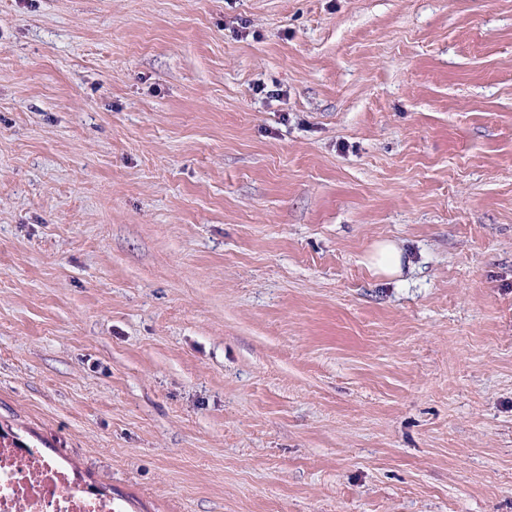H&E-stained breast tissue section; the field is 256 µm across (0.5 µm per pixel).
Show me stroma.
Wrapping results in <instances>:
<instances>
[{"label":"stroma","mask_w":512,"mask_h":512,"mask_svg":"<svg viewBox=\"0 0 512 512\" xmlns=\"http://www.w3.org/2000/svg\"><path fill=\"white\" fill-rule=\"evenodd\" d=\"M0 427L132 512H512V0H0ZM403 262V252L390 241L377 243L370 256V264L377 273L392 277L403 273Z\"/></svg>","instance_id":"1"}]
</instances>
